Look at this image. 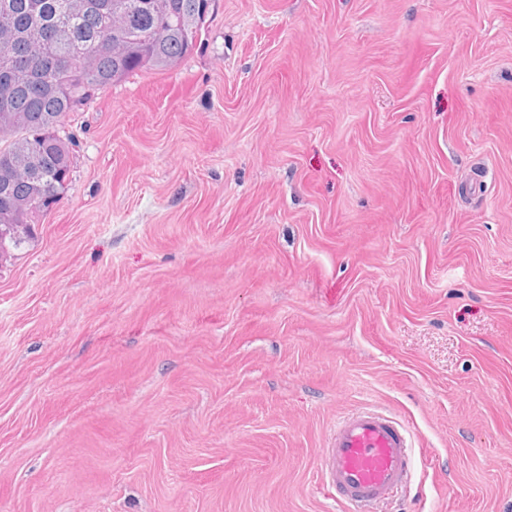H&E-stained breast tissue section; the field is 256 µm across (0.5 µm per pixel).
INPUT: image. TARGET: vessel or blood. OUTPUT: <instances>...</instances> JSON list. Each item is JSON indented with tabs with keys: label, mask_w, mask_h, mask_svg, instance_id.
I'll list each match as a JSON object with an SVG mask.
<instances>
[{
	"label": "vessel or blood",
	"mask_w": 512,
	"mask_h": 512,
	"mask_svg": "<svg viewBox=\"0 0 512 512\" xmlns=\"http://www.w3.org/2000/svg\"><path fill=\"white\" fill-rule=\"evenodd\" d=\"M411 448L410 433L394 417L366 408L337 422L318 466L344 512H378L407 484Z\"/></svg>",
	"instance_id": "b4317fda"
}]
</instances>
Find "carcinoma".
Masks as SVG:
<instances>
[{"label": "carcinoma", "mask_w": 512, "mask_h": 512, "mask_svg": "<svg viewBox=\"0 0 512 512\" xmlns=\"http://www.w3.org/2000/svg\"><path fill=\"white\" fill-rule=\"evenodd\" d=\"M214 0H88L66 19L63 0H0V257L19 248L57 204L73 168L64 118L144 69L165 70L202 44ZM45 39L44 55L25 54Z\"/></svg>", "instance_id": "cac0c4a2"}]
</instances>
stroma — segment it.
<instances>
[{
	"instance_id": "obj_1",
	"label": "stroma",
	"mask_w": 512,
	"mask_h": 512,
	"mask_svg": "<svg viewBox=\"0 0 512 512\" xmlns=\"http://www.w3.org/2000/svg\"><path fill=\"white\" fill-rule=\"evenodd\" d=\"M0 259V512H512V0H217L200 47L70 113ZM412 438L392 416L366 408L336 423L318 454L321 477L345 512H377L410 476Z\"/></svg>"
}]
</instances>
